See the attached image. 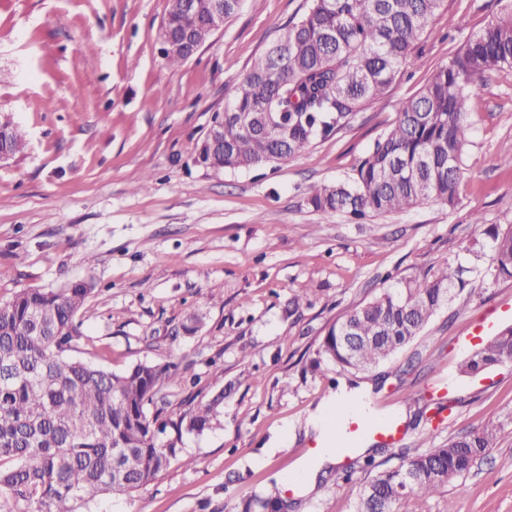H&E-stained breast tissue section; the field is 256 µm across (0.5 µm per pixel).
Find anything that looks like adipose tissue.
<instances>
[{
	"instance_id": "adipose-tissue-1",
	"label": "adipose tissue",
	"mask_w": 512,
	"mask_h": 512,
	"mask_svg": "<svg viewBox=\"0 0 512 512\" xmlns=\"http://www.w3.org/2000/svg\"><path fill=\"white\" fill-rule=\"evenodd\" d=\"M363 396L359 389L340 382L335 394L322 400L310 413L305 430L312 433L316 442L322 443L323 449L313 460L299 461L294 469L299 494L307 495L317 487V476L325 466L339 463L340 457L334 449L328 448L326 441L328 431L334 418H346L352 405L362 404Z\"/></svg>"
}]
</instances>
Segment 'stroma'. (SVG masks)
<instances>
[{"instance_id": "stroma-1", "label": "stroma", "mask_w": 512, "mask_h": 512, "mask_svg": "<svg viewBox=\"0 0 512 512\" xmlns=\"http://www.w3.org/2000/svg\"><path fill=\"white\" fill-rule=\"evenodd\" d=\"M169 0H0V113L27 135L0 162V301L24 288L87 279L78 318L87 337L72 358L122 371L180 362L157 397L164 418L186 401L222 396L202 434H183L168 469L88 512H242L249 495L288 496V478L312 440L311 410L345 378L321 361L329 328L400 279L445 260L485 267L474 216L512 227V70L472 87L471 143L460 202L427 203L357 224L313 211L312 186L350 180L394 121L464 37L492 20L498 0H444L389 93L308 153L251 170L199 165L195 146L242 76L303 14L304 0H242L187 61L169 65L159 30ZM308 289V302L292 298ZM204 321L192 335L182 325ZM512 326V279L472 277L406 349L354 373L383 417L406 413L402 447L495 420V447L448 497L405 502V512H512V364L468 377L460 366ZM221 375H213V367ZM294 439H286L287 431ZM333 467L294 512H354Z\"/></svg>"}]
</instances>
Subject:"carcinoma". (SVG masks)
Here are the masks:
<instances>
[{"label": "carcinoma", "mask_w": 512, "mask_h": 512, "mask_svg": "<svg viewBox=\"0 0 512 512\" xmlns=\"http://www.w3.org/2000/svg\"><path fill=\"white\" fill-rule=\"evenodd\" d=\"M169 0L166 20H188L207 36L203 14L185 15ZM443 0H310L241 79L211 126L224 125V152L209 168L246 170L306 153L344 129L384 96L430 32ZM512 69V2L469 33L416 95L396 103L395 120L373 142L348 182L311 188L307 204L356 220L425 202H460L470 143L471 88L486 74ZM16 125L0 128V148L23 153ZM490 253L485 276L512 278V229L482 230ZM469 286L464 269L445 262L420 280L400 281L337 320L321 354L344 370L368 371L419 336L441 306ZM93 291L85 280L26 288L0 302V512H79L103 496L122 497L155 481L177 454L182 433L201 434L219 414L215 398L193 405L172 425L150 413L176 382L177 365L140 362L114 372L71 358L85 334L77 315ZM512 362V327L487 339L462 363L476 375ZM488 421L464 436L369 472L356 490L357 512H403L410 498L442 495L493 447ZM286 512L288 502L254 494L243 512Z\"/></svg>", "instance_id": "cac0c4a2"}]
</instances>
